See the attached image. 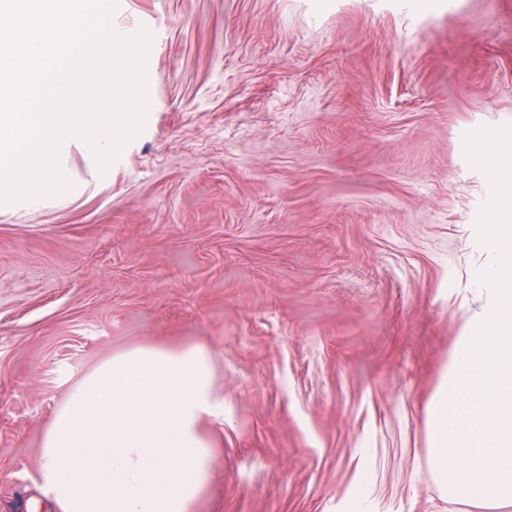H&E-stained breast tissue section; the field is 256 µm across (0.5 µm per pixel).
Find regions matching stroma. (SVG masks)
Segmentation results:
<instances>
[{
  "mask_svg": "<svg viewBox=\"0 0 512 512\" xmlns=\"http://www.w3.org/2000/svg\"><path fill=\"white\" fill-rule=\"evenodd\" d=\"M149 108L107 170L0 206V512L72 381L206 343L224 430L196 512H465L427 404L490 297L466 134L512 125V0H118Z\"/></svg>",
  "mask_w": 512,
  "mask_h": 512,
  "instance_id": "stroma-1",
  "label": "stroma"
}]
</instances>
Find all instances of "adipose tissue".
<instances>
[{"instance_id":"adipose-tissue-1","label":"adipose tissue","mask_w":512,"mask_h":512,"mask_svg":"<svg viewBox=\"0 0 512 512\" xmlns=\"http://www.w3.org/2000/svg\"><path fill=\"white\" fill-rule=\"evenodd\" d=\"M224 391L210 348L139 344L75 379L40 438L55 512H194L212 479Z\"/></svg>"}]
</instances>
